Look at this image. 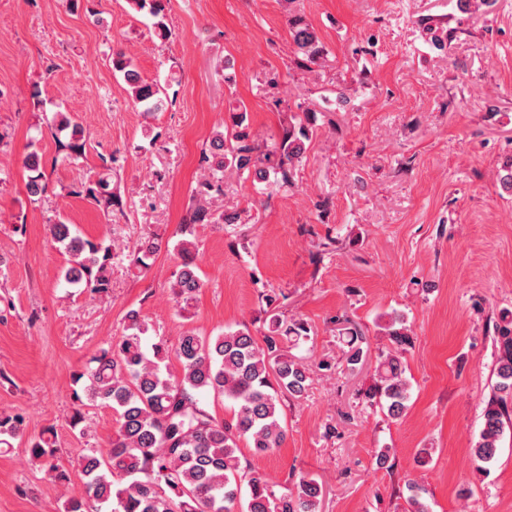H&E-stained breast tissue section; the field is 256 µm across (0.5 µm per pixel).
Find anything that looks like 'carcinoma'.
Masks as SVG:
<instances>
[{
  "instance_id": "1",
  "label": "carcinoma",
  "mask_w": 512,
  "mask_h": 512,
  "mask_svg": "<svg viewBox=\"0 0 512 512\" xmlns=\"http://www.w3.org/2000/svg\"><path fill=\"white\" fill-rule=\"evenodd\" d=\"M138 12L155 19L154 27L164 37L170 30L165 22L167 0H127ZM289 36L302 66L318 64L325 47L314 28L300 17L289 20ZM112 71L123 75L129 96L145 112H157L169 104L166 88L141 78L131 58L123 52L112 54ZM246 115L234 117L236 130L216 135L202 156L203 177L193 190V204L185 228L196 224H237L241 212L216 206L224 196V172H245L266 183V187L293 185L298 163L310 140L302 122L283 129L273 149H262L243 128ZM54 128L58 151L69 160L84 156L83 130L74 115L57 112ZM66 132L68 136L59 138ZM101 171L95 180L80 183L74 194L84 196L106 209L121 206L112 187L113 156L101 155ZM29 172L26 189L31 200L41 199L48 189L43 157L31 151L23 159ZM50 241L68 255L64 281L82 293L101 295L111 288L112 245L104 239L90 240L74 233L63 221L49 225ZM161 248L158 238L148 234L133 248L130 262L148 268V260ZM182 262L173 273L172 293L180 311L191 306L202 286L193 251L195 242L184 239L177 245ZM123 334L100 348L74 374L82 385L75 394L77 408L71 426L84 422L87 404L112 408L117 428L111 448H82L72 465L78 470L83 488L67 497L64 512H319L324 486L318 478L301 473L293 485L279 494L266 476L241 463L239 443L246 442L255 455H265L281 446L286 438L282 409L285 400L300 402L312 385L307 360L290 348L311 332L302 320L286 322L277 313L268 317L267 332L257 339L249 330L226 331L201 336L188 331L170 344L162 337L151 340L152 325L137 310L127 313ZM339 335L341 361L351 373L367 363L364 329L345 319ZM389 342L379 353L373 369L370 396L378 400L387 416L403 417L411 398L403 353L412 344L404 316L389 315L384 327ZM495 345L491 394L484 411V425L470 448L477 469L497 455L505 428L512 425V311L501 312L495 324ZM176 361L177 368L170 362ZM211 393L231 402L232 417L216 419L199 396ZM24 418L0 414V446L23 433ZM32 457L48 464V471L60 480L65 472L53 463L56 435L47 428L31 442ZM408 508L404 512H430L423 489L406 483Z\"/></svg>"
}]
</instances>
